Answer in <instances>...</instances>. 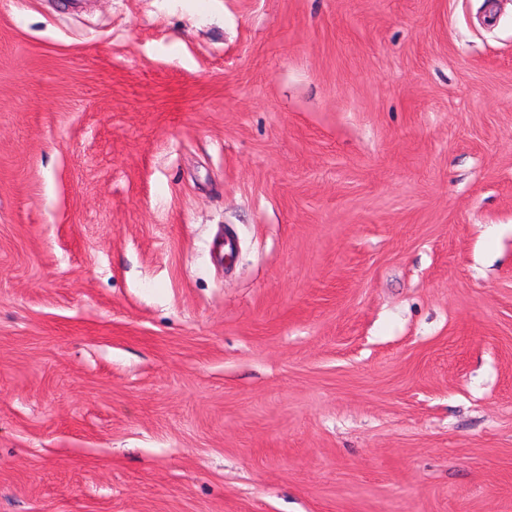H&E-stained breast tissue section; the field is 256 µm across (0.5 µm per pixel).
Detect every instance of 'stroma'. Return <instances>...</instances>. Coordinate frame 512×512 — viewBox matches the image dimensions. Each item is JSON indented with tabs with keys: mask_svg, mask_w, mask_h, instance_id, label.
<instances>
[{
	"mask_svg": "<svg viewBox=\"0 0 512 512\" xmlns=\"http://www.w3.org/2000/svg\"><path fill=\"white\" fill-rule=\"evenodd\" d=\"M0 512H512V0H0Z\"/></svg>",
	"mask_w": 512,
	"mask_h": 512,
	"instance_id": "obj_1",
	"label": "stroma"
}]
</instances>
